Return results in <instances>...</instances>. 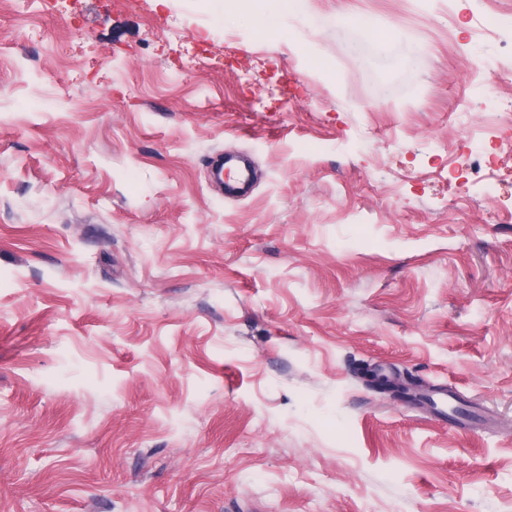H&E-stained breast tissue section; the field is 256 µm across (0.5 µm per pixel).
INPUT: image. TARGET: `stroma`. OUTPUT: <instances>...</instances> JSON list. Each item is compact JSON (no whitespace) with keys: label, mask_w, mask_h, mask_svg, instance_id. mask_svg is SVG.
<instances>
[{"label":"stroma","mask_w":512,"mask_h":512,"mask_svg":"<svg viewBox=\"0 0 512 512\" xmlns=\"http://www.w3.org/2000/svg\"><path fill=\"white\" fill-rule=\"evenodd\" d=\"M125 2L0 0V512H512V0ZM278 2H284L281 10H271L264 13V22L262 26L264 31L275 32L279 30L282 12L297 14L305 12L308 8V0H283ZM252 181V172L249 166L238 167L231 175V168L225 172L224 187L229 195L244 196ZM366 377L371 386L381 390L380 392L389 393L393 398L400 399L411 395L410 390L405 389L407 386L377 370H367Z\"/></svg>","instance_id":"1"}]
</instances>
